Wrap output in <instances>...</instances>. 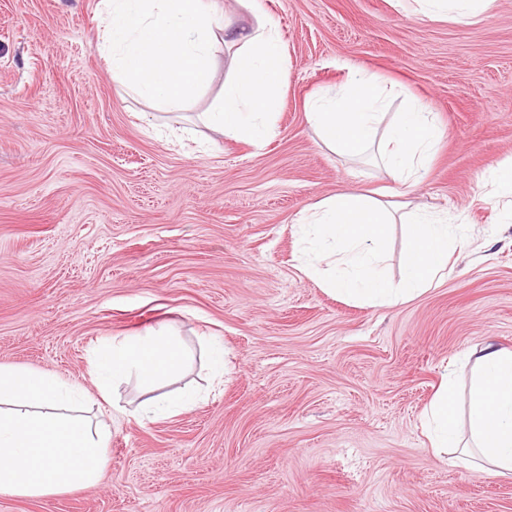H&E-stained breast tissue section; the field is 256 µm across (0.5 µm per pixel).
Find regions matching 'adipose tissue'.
Returning <instances> with one entry per match:
<instances>
[{"instance_id":"obj_1","label":"adipose tissue","mask_w":512,"mask_h":512,"mask_svg":"<svg viewBox=\"0 0 512 512\" xmlns=\"http://www.w3.org/2000/svg\"><path fill=\"white\" fill-rule=\"evenodd\" d=\"M98 37L112 59L125 94L172 113L197 97L216 68L219 47L236 45L233 74L201 122L227 138L259 140L273 130L271 106L283 70L273 21L247 30L233 22L215 27L207 0H104ZM250 79H242V71ZM385 81L350 70L340 93L312 99L309 122L337 155L374 151L381 167L413 185L427 173L441 132L427 104L407 95L403 111L385 118ZM467 430H460L452 378H445L425 412L430 446L437 455L489 474L512 477V350L486 342L473 351ZM187 352L174 334L160 331L103 342L89 373L98 397L109 402L105 378L136 374L146 388L178 375ZM82 388L41 369L0 365V495L40 497L94 486L108 478L105 424L70 413Z\"/></svg>"}]
</instances>
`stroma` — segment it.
<instances>
[{
	"instance_id": "stroma-1",
	"label": "stroma",
	"mask_w": 512,
	"mask_h": 512,
	"mask_svg": "<svg viewBox=\"0 0 512 512\" xmlns=\"http://www.w3.org/2000/svg\"><path fill=\"white\" fill-rule=\"evenodd\" d=\"M217 18L276 24L285 74L273 132L230 139L198 119L212 81L157 135L98 42L103 0H0V365L81 385L110 429L107 482L0 495V512H512V478L437 458L422 417L446 372L466 403L465 352L512 350V0L477 18L415 0H215ZM425 100L443 136L413 190L350 162L310 127L307 101L349 66ZM386 189L467 235L442 280L394 306L329 293L299 267L301 213L337 191ZM178 330L224 344L225 373L193 359L203 400L146 422L135 376L97 403L103 340Z\"/></svg>"
}]
</instances>
